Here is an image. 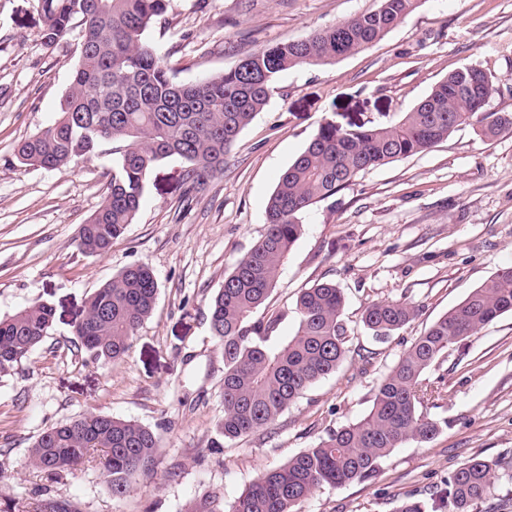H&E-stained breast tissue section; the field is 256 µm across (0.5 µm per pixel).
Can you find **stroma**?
<instances>
[{
    "mask_svg": "<svg viewBox=\"0 0 512 512\" xmlns=\"http://www.w3.org/2000/svg\"><path fill=\"white\" fill-rule=\"evenodd\" d=\"M377 0H172L147 42L177 82L234 67L261 47L370 11ZM39 0H0V318L38 299L55 310L50 336L0 377V512L30 506L40 490L79 512H182L215 493L233 502L267 468L363 418L381 378L413 340L498 269L512 265V132L487 140L461 126L426 152L359 174L300 215L260 316L280 314L277 341L297 329L296 299L322 282L341 288L349 352L270 429L208 454L224 417V353L208 305L225 274L264 234L266 207L288 165L318 127L388 125L448 74L476 66L501 87L487 105L512 112V0H423L371 48L279 75L266 107L239 135L224 171L196 200L181 201L183 162L160 161L141 207L108 254L77 246L112 177V147L78 167L22 166L16 145L57 116L80 33L43 42ZM147 264L155 309L118 363L74 346L87 297L124 267ZM413 302L416 317L387 340L364 328L377 301ZM443 399L422 403L443 422L429 442L394 449L377 473L323 487L296 512H395L408 496L431 501L448 476L476 458L497 462L496 489L478 512H512V313L451 345L425 373ZM95 411L157 428L158 467L114 498L99 458L59 478L28 466L47 427Z\"/></svg>",
    "mask_w": 512,
    "mask_h": 512,
    "instance_id": "obj_1",
    "label": "stroma"
}]
</instances>
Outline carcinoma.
Returning a JSON list of instances; mask_svg holds the SVG:
<instances>
[{"label":"carcinoma","instance_id":"cac0c4a2","mask_svg":"<svg viewBox=\"0 0 512 512\" xmlns=\"http://www.w3.org/2000/svg\"><path fill=\"white\" fill-rule=\"evenodd\" d=\"M171 0H40L52 45L81 28L71 82L57 118L18 144L15 156L27 167L61 169L91 159L106 142L116 155L99 208L81 225L78 248L104 255L134 220L145 181L167 158L184 163L185 201L224 170V160L242 130L267 105L271 84L302 64L333 63L380 41L422 0H379L378 7L287 43L267 45L234 67L196 83H178L146 42L147 31L167 13ZM498 91L494 78L465 67L437 83L414 108L389 126L342 128L326 122L283 172L266 208V231L224 276L209 306L212 335L224 350L220 394L224 418L211 442L246 437L277 420L305 390L336 372L346 357L344 298L332 283L316 284L296 301L298 327L288 341L270 344L279 316L257 319L279 276L282 260L299 238L298 215L336 195L359 173L422 153L463 124L490 138L512 130V113L488 112ZM158 283L143 263L125 267L87 299L74 326L78 346L95 362L112 364L128 353L136 329L155 307ZM512 312V266L482 285L416 337L376 387L362 419L332 431L316 446L265 471L228 507L217 494L192 500L185 512H296L316 490L365 481L393 449L429 442L441 422L418 412L439 398L424 372L448 347L499 316ZM416 306L402 300L370 304L362 322L382 339L409 323ZM54 309L39 300L0 318V377L10 374L50 335ZM105 453L107 483L116 498L141 476L155 472L158 437L135 421L87 412L41 432L29 449L30 466L61 477L91 450ZM495 470L471 459L453 471L432 503L409 497L395 512H473L495 489ZM33 512H77L71 501L39 494Z\"/></svg>","mask_w":512,"mask_h":512}]
</instances>
